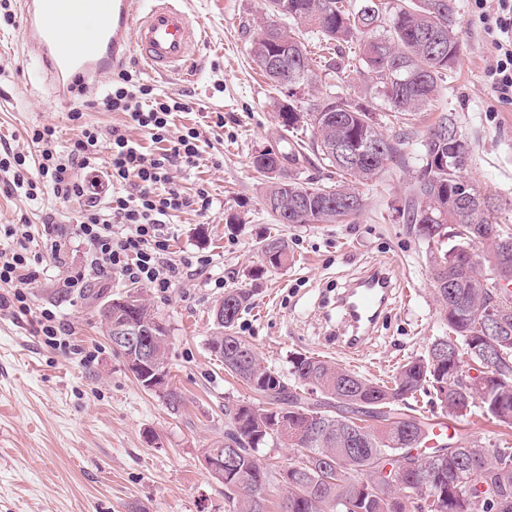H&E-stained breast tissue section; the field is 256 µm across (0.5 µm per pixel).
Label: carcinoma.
I'll list each match as a JSON object with an SVG mask.
<instances>
[{"label":"carcinoma","mask_w":512,"mask_h":512,"mask_svg":"<svg viewBox=\"0 0 512 512\" xmlns=\"http://www.w3.org/2000/svg\"><path fill=\"white\" fill-rule=\"evenodd\" d=\"M263 24L275 23L273 36L251 42L254 62L272 82L280 72H293L299 81L315 77L311 68L318 45L331 56L322 68L341 82L351 72L363 73L388 104L392 118L403 126L389 137L379 130L376 112L351 95L314 97L302 108L288 103L277 120L286 130L308 134L310 149L323 169L334 170L337 180L306 182L280 165L252 157V167L265 177L263 201L290 209V224H337L361 210L357 185L377 179L388 164L406 166L402 145L412 133L409 117L427 106L439 82L457 64L461 44L455 0H264ZM378 19L385 35L369 27ZM285 54L280 69L268 65L275 46ZM456 129L449 115L431 127L421 141L422 165L410 188L404 214L416 237L427 246V260L441 320L449 333L431 343L452 341L459 355L467 356L476 372L472 388L478 398L469 404L456 401L448 388V360L434 362L429 353L401 365L392 379L378 383L334 362L305 353L289 360L294 384L265 365L254 349L231 333L250 303V293L239 288L224 292L223 337H214L213 351L224 369L268 400L266 406L239 405L227 414L225 437L246 443L238 449L224 444V483L244 490L227 498L228 512H269L270 482L278 478L288 490V512H472L466 505V469L485 468L497 492L507 493L502 503L486 506L489 512H512V443L501 440L489 447L473 443L454 452L436 448L416 470H397L395 483L386 480L383 467L399 463L405 451L423 447L427 428L422 418L403 413L398 405L418 392L432 395L440 409L466 417L477 408L482 415L512 427V365L485 363L472 343L482 335L480 312L489 307L484 271L473 258L486 247L481 228L492 223V203L485 208H448L442 222L420 223L423 204L448 202L456 193L469 155L454 154L452 140L442 136V124ZM357 151L346 160L345 148ZM272 269L288 264V241L268 240L262 249ZM138 320L151 323L167 336L165 324L146 303L136 309ZM309 390L321 402L309 405L298 394ZM282 444L298 452L288 465L276 470L259 451Z\"/></svg>","instance_id":"1"}]
</instances>
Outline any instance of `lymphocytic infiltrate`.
I'll list each match as a JSON object with an SVG mask.
<instances>
[{"label":"lymphocytic infiltrate","mask_w":512,"mask_h":512,"mask_svg":"<svg viewBox=\"0 0 512 512\" xmlns=\"http://www.w3.org/2000/svg\"><path fill=\"white\" fill-rule=\"evenodd\" d=\"M475 4L494 19L488 29L494 57L486 80L499 98L512 100V0H475ZM92 109L125 114L149 136L155 151H146L122 128L105 134L85 124L84 114ZM191 109V102L162 93L124 70L98 98L82 101L69 112V121L80 125L81 135L68 149H60L55 127L43 125L29 133L39 149L36 160L9 147L0 151V176L26 198L36 199L46 185L58 203H80L75 232L89 250L82 271L69 279L73 290L82 291L89 280L113 273L164 292L181 267L192 265L189 257L172 259L167 227L173 213L203 214L212 205L207 188L187 195L171 184L172 166L195 167L202 152L195 128H184L176 136L171 133L176 115ZM100 170L106 175L102 184L93 178ZM20 233L19 225H0V238L8 241L0 248V284L12 289L10 298H0V307L24 310L26 289L36 277L33 264L45 256L59 258L60 251L54 243L47 244L42 255L23 244L11 246V239Z\"/></svg>","instance_id":"f902f5d3"}]
</instances>
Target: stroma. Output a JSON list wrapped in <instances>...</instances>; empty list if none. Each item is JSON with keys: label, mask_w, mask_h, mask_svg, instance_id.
Segmentation results:
<instances>
[{"label": "stroma", "mask_w": 512, "mask_h": 512, "mask_svg": "<svg viewBox=\"0 0 512 512\" xmlns=\"http://www.w3.org/2000/svg\"><path fill=\"white\" fill-rule=\"evenodd\" d=\"M187 8L207 27L192 60L196 79L142 72L160 91L192 102L175 124L196 128L203 152L197 167H174L173 182L187 194L206 187L213 198L206 214L185 211L171 219L176 256H205L208 265L184 268L167 292L141 291L167 327V363L183 405L171 413L107 339L98 309L126 291L128 281L103 277L83 292L70 288L68 278L82 269L87 251L74 233L78 204L56 203L46 187L31 201L0 183V225H27V245L41 253L51 224L61 245L60 259L36 264L28 311L0 310V512H227L224 487L208 474L202 455L223 441L227 407L255 399L209 348L213 310L227 289L250 292L252 304L234 330L284 375L296 351L382 380L424 354L446 328L426 247L401 214L420 167L422 135L441 115L453 116L472 150L465 175L492 199L494 223L512 225V102L485 81L493 47L488 21L472 0H456L461 56L429 110L415 117V134L403 146L407 166L388 165L362 185V209L346 224H279L263 207L265 186L251 158L274 145L289 150L296 138L278 126L284 91L271 86L250 55L263 0H188ZM20 40L19 23L0 21V143L36 154L28 133L48 124L59 144L69 145L80 129L68 120L67 107L50 98ZM344 93L386 111L356 72L345 84L318 72L300 97ZM275 237L287 239L294 255L279 270L265 267L261 250ZM383 265L400 286L354 359L340 349L345 323L336 300L358 276ZM46 308L67 326L69 349L45 344L38 317ZM458 426L461 447L512 441V428L478 412Z\"/></svg>", "instance_id": "35a3bbf8"}]
</instances>
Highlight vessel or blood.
Instances as JSON below:
<instances>
[{
    "instance_id": "1",
    "label": "vessel or blood",
    "mask_w": 512,
    "mask_h": 512,
    "mask_svg": "<svg viewBox=\"0 0 512 512\" xmlns=\"http://www.w3.org/2000/svg\"><path fill=\"white\" fill-rule=\"evenodd\" d=\"M25 51L43 70L61 103L92 91L129 58L162 76L194 79L188 61L203 42L205 22L191 17L185 0H19ZM94 19V39L75 44L72 27ZM393 288L385 272L375 270L341 294L338 305L350 331L343 349L357 354L386 307Z\"/></svg>"
}]
</instances>
